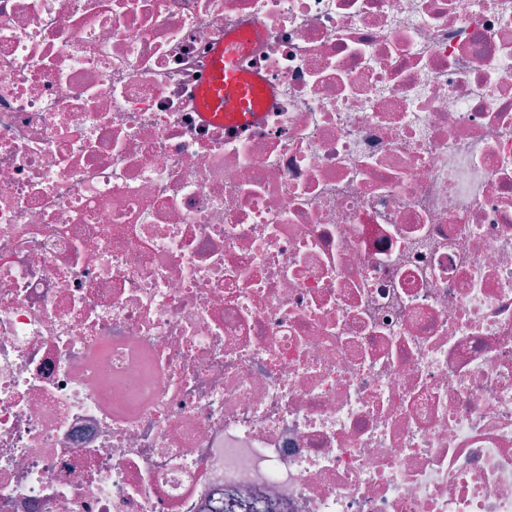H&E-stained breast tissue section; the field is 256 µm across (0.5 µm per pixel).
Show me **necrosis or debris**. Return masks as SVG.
<instances>
[{
    "label": "necrosis or debris",
    "mask_w": 512,
    "mask_h": 512,
    "mask_svg": "<svg viewBox=\"0 0 512 512\" xmlns=\"http://www.w3.org/2000/svg\"><path fill=\"white\" fill-rule=\"evenodd\" d=\"M262 500L512 512V0H0V512ZM256 30L224 36L215 44L207 71L198 93L199 111L209 121L233 117L239 124L250 126L258 119L255 100L261 91V80L255 74L240 70V58L250 50L257 38Z\"/></svg>",
    "instance_id": "necrosis-or-debris-1"
}]
</instances>
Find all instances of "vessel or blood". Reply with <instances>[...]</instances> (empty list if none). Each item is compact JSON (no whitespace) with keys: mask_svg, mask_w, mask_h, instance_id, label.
Returning <instances> with one entry per match:
<instances>
[{"mask_svg":"<svg viewBox=\"0 0 512 512\" xmlns=\"http://www.w3.org/2000/svg\"><path fill=\"white\" fill-rule=\"evenodd\" d=\"M257 36V31L249 30L225 35L223 42L215 44L198 93L204 119L220 121L231 117L245 126L257 120L254 105L261 81L257 75L244 73L239 67L241 57Z\"/></svg>","mask_w":512,"mask_h":512,"instance_id":"vessel-or-blood-1","label":"vessel or blood"}]
</instances>
